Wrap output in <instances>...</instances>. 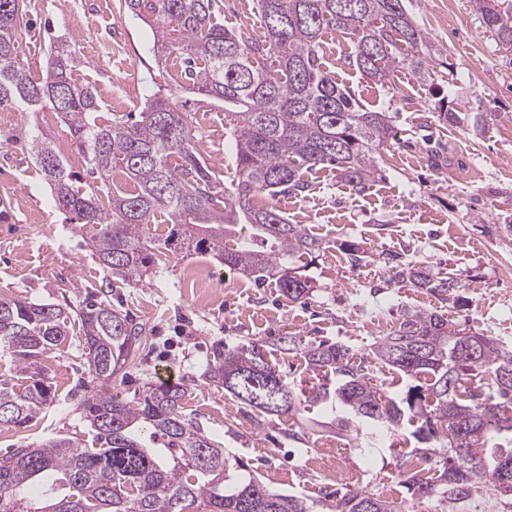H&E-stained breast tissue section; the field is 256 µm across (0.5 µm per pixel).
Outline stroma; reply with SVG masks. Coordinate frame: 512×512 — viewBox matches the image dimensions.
<instances>
[{"instance_id":"stroma-1","label":"stroma","mask_w":512,"mask_h":512,"mask_svg":"<svg viewBox=\"0 0 512 512\" xmlns=\"http://www.w3.org/2000/svg\"><path fill=\"white\" fill-rule=\"evenodd\" d=\"M123 0H28V28L21 55L41 75L51 40L77 41L81 63L73 78L90 83L102 102L100 118L138 117L157 90L172 91L193 114L195 149L225 182L236 180L232 130L235 118L219 100L196 101L188 79L173 80L180 53L156 63L150 26L132 18ZM437 49L426 79L409 63L398 65L391 83L363 78L349 63L354 38L338 32L323 38L324 61L337 82L364 108L392 118L395 139L382 153L381 178L356 191L331 167L305 173L309 192L280 195L271 204L289 223L301 225L324 248L301 264L313 287L302 302L289 303L274 282L257 284L208 254L178 258L157 255L142 280L113 281L92 256L79 225L57 211L45 177L28 144L41 132L65 155L73 171L88 166L56 113L0 111V295L79 307L86 299L122 305L144 328L134 365L112 383L119 399L130 400L145 383L188 384L186 413L233 457L260 475L272 490L294 493L322 505L337 494L365 488L388 500L409 496L395 455L386 443L358 447L321 428L308 443L291 442L290 417L264 423L262 414L240 404L204 372L223 347L259 342L284 381L311 388L315 375L299 352L279 340H329L349 347L375 383L391 397L408 382L375 359L371 349L406 313L436 311L468 331L512 345V61L487 32L475 0H404ZM225 27L260 33L256 0H214ZM456 113L454 123L440 110ZM359 246L358 265L341 247ZM424 267L431 277L460 282V303L438 300L410 282L392 280L389 259ZM206 265L213 278L202 299L189 273ZM42 366L55 391L54 403L26 431H0V457L23 443L56 436L88 439L90 431L69 412L73 396L88 395L95 383L76 337ZM412 512H512L492 485L468 502L439 498L414 502Z\"/></svg>"}]
</instances>
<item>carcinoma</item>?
Here are the masks:
<instances>
[{"label": "carcinoma", "mask_w": 512, "mask_h": 512, "mask_svg": "<svg viewBox=\"0 0 512 512\" xmlns=\"http://www.w3.org/2000/svg\"><path fill=\"white\" fill-rule=\"evenodd\" d=\"M140 20L154 18L153 53L172 47L205 66L190 73L198 95L224 101L233 113L238 179L225 184L191 146V113L151 95L139 119L98 121L97 91L78 85L73 40H54L44 75L32 76L19 59L26 0H0V109L58 113L76 149L95 175L92 183L69 168L46 138L29 147L57 209L72 215L103 270L118 280L140 279L155 263L142 226L157 213L171 228L163 249L174 256L207 253L245 277L274 280L280 296L297 302L312 290L291 265L295 256L321 251L322 243L259 197L309 190L304 170L336 168L342 182L362 189L380 171L378 155L393 136L389 117L365 110L323 68L322 35L331 29L356 37L350 64L380 84L391 81L393 50L412 52L424 78L423 30L403 0H257L263 31L229 30L214 18L213 0H124ZM499 49L512 55V13L500 0H475ZM134 184L125 191L112 176ZM249 224L247 238L235 227ZM394 276L448 299L460 285L434 280L420 268L394 266ZM98 391L72 405L87 422L91 442L57 437L23 444L0 459V512H313L294 494L269 490L254 473L184 413L183 382L152 381L130 402L112 395V379L133 362L142 328L109 303L69 312L53 303L0 296V345L21 382L0 380V429L21 431L49 406L52 388L41 359L64 350L71 318ZM314 372L334 379L305 392L282 380L265 347H226L205 376L233 399L267 416L296 417L313 403L330 410L336 427L360 437L405 424L418 446L402 448L397 462L411 499L472 497L488 482L512 495V349L491 336L469 334L436 312L413 311L372 348L380 363L428 388L403 397L382 394L348 347L310 341L301 349ZM433 477H427L428 473ZM332 512H406L405 502L365 490L344 493Z\"/></svg>", "instance_id": "1"}]
</instances>
